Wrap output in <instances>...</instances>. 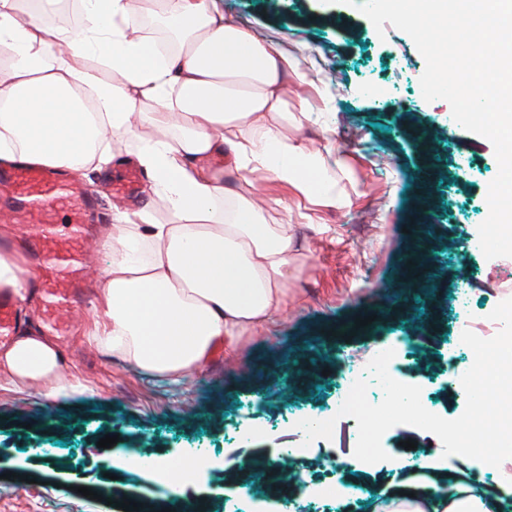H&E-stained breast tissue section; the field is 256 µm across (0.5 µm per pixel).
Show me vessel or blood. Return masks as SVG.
Listing matches in <instances>:
<instances>
[{
	"label": "vessel or blood",
	"instance_id": "obj_1",
	"mask_svg": "<svg viewBox=\"0 0 512 512\" xmlns=\"http://www.w3.org/2000/svg\"><path fill=\"white\" fill-rule=\"evenodd\" d=\"M117 200L137 197L145 176L125 163ZM0 186L8 189L5 202L17 221L31 222L32 248L39 258L34 272L37 311L57 335H67L66 312L77 304L90 267L87 253V189L69 181L60 170L18 163L0 171ZM26 311L13 296L0 294V347L10 344Z\"/></svg>",
	"mask_w": 512,
	"mask_h": 512
}]
</instances>
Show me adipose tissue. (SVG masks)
<instances>
[{"instance_id":"obj_1","label":"adipose tissue","mask_w":512,"mask_h":512,"mask_svg":"<svg viewBox=\"0 0 512 512\" xmlns=\"http://www.w3.org/2000/svg\"><path fill=\"white\" fill-rule=\"evenodd\" d=\"M0 0V164L46 165L78 173L111 165L112 139L159 134L139 164L152 178L151 201L119 213L103 246L111 256L85 330L97 349L144 372L182 382L213 345L234 343L282 299L292 260L288 227L267 223L250 190L228 189L215 158L263 172L321 207L348 209L347 168L288 138L302 106L289 105L283 78L292 60L277 45L206 0H152L178 29L175 51L157 53L142 31L143 0H83L82 24L67 49L56 48L38 15ZM115 81L104 82L101 70ZM171 220L153 223V200ZM223 202V216L213 205ZM51 339L30 332L0 351V371L18 386L41 383L48 395L84 392L63 381ZM125 468L150 473L169 501L213 462L204 455L170 461L130 456ZM425 490L402 484L380 512H500L498 498L449 481L436 455L423 458Z\"/></svg>"}]
</instances>
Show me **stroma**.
Returning a JSON list of instances; mask_svg holds the SVG:
<instances>
[{"mask_svg": "<svg viewBox=\"0 0 512 512\" xmlns=\"http://www.w3.org/2000/svg\"><path fill=\"white\" fill-rule=\"evenodd\" d=\"M216 4L296 60L297 71L284 80L286 98L303 101L307 117L286 133L346 158L361 193L348 210L321 208L250 174L269 223H287L292 237L284 302L179 384L85 342L98 292L89 279L72 311V333L57 343L64 380L88 386L89 395L48 398L42 384L19 387L0 372V512H108L107 500L154 492L150 477L121 469L123 457L178 460L192 448L216 463L186 489L187 497L206 496L209 512H225L228 503L234 512H283L276 497L223 469L226 460L287 469L302 482L292 499L296 512H374L399 479L392 457L418 463L441 451L440 440L394 426L382 437L388 460L354 479L342 465L353 456L354 424L338 421L331 439L307 445L295 432L297 416L328 411L340 377L391 348L401 381L415 379L423 405L457 418L465 407L460 377L473 353L455 326L464 320L479 337L492 338L489 314L512 298V257L486 259L477 245L489 213L487 187L498 173L494 147L457 124L446 100L423 98L425 61L406 33L391 26L377 33L340 0ZM326 83L339 90L330 112L318 94ZM115 149L109 170L90 167L77 177L95 201L96 236L118 207L108 175L135 160L140 145L119 142ZM421 282L433 288V304L416 331L393 292ZM359 318L368 326L356 327ZM108 434L118 443L98 447ZM407 440L415 449L404 448ZM286 448L296 456L284 458ZM334 483L340 500L315 496L316 487ZM85 487L97 499L83 496Z\"/></svg>", "mask_w": 512, "mask_h": 512, "instance_id": "35a3bbf8", "label": "stroma"}]
</instances>
